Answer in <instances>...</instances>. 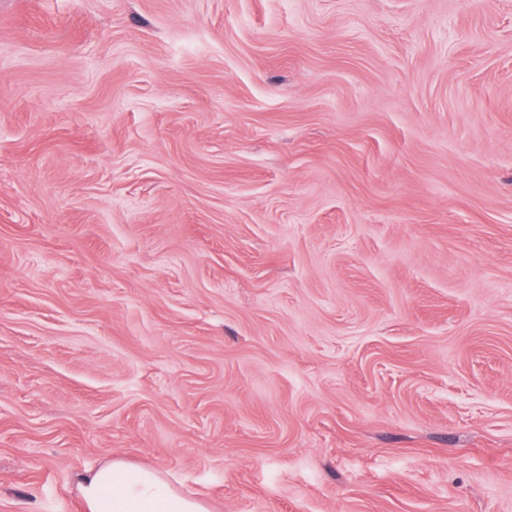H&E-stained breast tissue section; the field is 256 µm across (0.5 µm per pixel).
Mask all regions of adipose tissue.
I'll list each match as a JSON object with an SVG mask.
<instances>
[{
    "instance_id": "obj_1",
    "label": "adipose tissue",
    "mask_w": 512,
    "mask_h": 512,
    "mask_svg": "<svg viewBox=\"0 0 512 512\" xmlns=\"http://www.w3.org/2000/svg\"><path fill=\"white\" fill-rule=\"evenodd\" d=\"M86 512H209L204 501L180 493L155 468L109 461L78 484Z\"/></svg>"
}]
</instances>
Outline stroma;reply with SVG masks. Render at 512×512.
I'll return each mask as SVG.
<instances>
[{"label":"stroma","mask_w":512,"mask_h":512,"mask_svg":"<svg viewBox=\"0 0 512 512\" xmlns=\"http://www.w3.org/2000/svg\"><path fill=\"white\" fill-rule=\"evenodd\" d=\"M512 512V0H0V512ZM86 512H209L204 501L180 493L155 468L109 461L78 484Z\"/></svg>","instance_id":"1"}]
</instances>
